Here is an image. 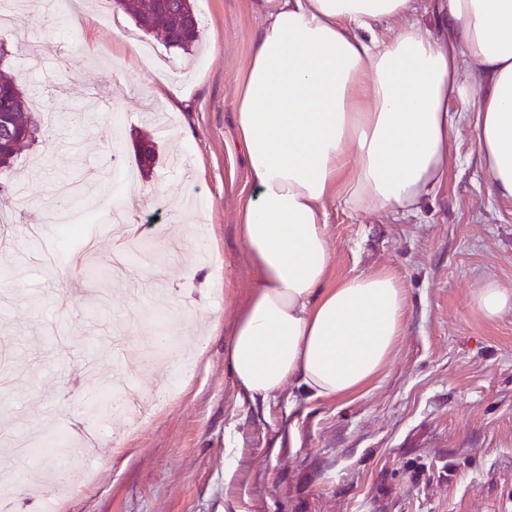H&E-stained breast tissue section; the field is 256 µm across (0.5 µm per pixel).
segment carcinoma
<instances>
[{
	"instance_id": "cac0c4a2",
	"label": "carcinoma",
	"mask_w": 512,
	"mask_h": 512,
	"mask_svg": "<svg viewBox=\"0 0 512 512\" xmlns=\"http://www.w3.org/2000/svg\"><path fill=\"white\" fill-rule=\"evenodd\" d=\"M136 26L158 33L168 48L190 51L199 39L193 0H122ZM33 96L10 74L8 53L0 50V172L13 169L20 147L36 140L39 125L31 115Z\"/></svg>"
}]
</instances>
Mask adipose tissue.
Segmentation results:
<instances>
[{
  "label": "adipose tissue",
  "instance_id": "1",
  "mask_svg": "<svg viewBox=\"0 0 512 512\" xmlns=\"http://www.w3.org/2000/svg\"><path fill=\"white\" fill-rule=\"evenodd\" d=\"M253 6L262 27L235 127L251 177L238 234L257 280L224 364L255 403L289 386L341 398L387 364L407 301L386 271L328 286L326 205L417 209L443 181L466 112L492 192L512 198V0H435L438 35L417 0Z\"/></svg>",
  "mask_w": 512,
  "mask_h": 512
}]
</instances>
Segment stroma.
<instances>
[{"instance_id":"obj_1","label":"stroma","mask_w":512,"mask_h":512,"mask_svg":"<svg viewBox=\"0 0 512 512\" xmlns=\"http://www.w3.org/2000/svg\"><path fill=\"white\" fill-rule=\"evenodd\" d=\"M251 3L196 0L191 54L143 31L125 37L135 22L113 27L112 0H71L58 25L44 0L17 7L4 40L42 125L14 174L31 205L0 212V469L27 477L18 449L102 429L111 447L61 512H512V310L489 320L472 304L480 283L512 290V198L491 193L471 128L418 210L328 206V285L390 270L406 289L404 330L369 385L339 399L289 388L256 405L225 371L255 279L236 232L250 182L234 126L262 26ZM148 141L155 162L140 173ZM124 167L136 172L137 233L152 242L137 280L164 273L159 305L97 275L126 241L107 220ZM158 312L189 363L159 354ZM117 341L143 357L123 394L151 395L166 376L180 398L101 421ZM38 477V491L15 488L8 512H46L61 477L49 462Z\"/></svg>"}]
</instances>
